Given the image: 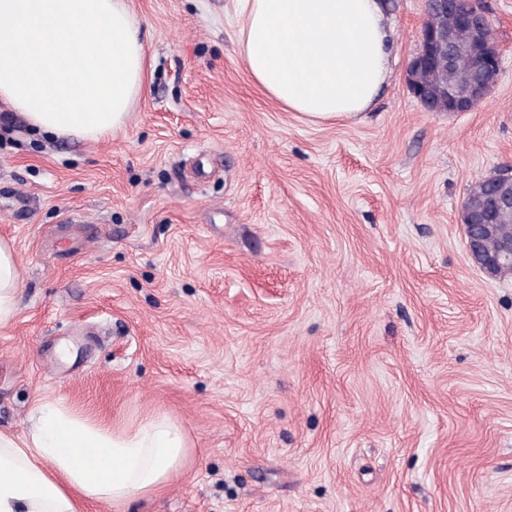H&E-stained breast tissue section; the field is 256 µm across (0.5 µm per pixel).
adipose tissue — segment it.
<instances>
[{"label": "adipose tissue", "instance_id": "adipose-tissue-1", "mask_svg": "<svg viewBox=\"0 0 512 512\" xmlns=\"http://www.w3.org/2000/svg\"><path fill=\"white\" fill-rule=\"evenodd\" d=\"M236 50L254 80L312 123L358 122L390 75L383 0H233ZM129 0H0V101L39 132L98 140L122 128L146 84ZM20 273L0 240V326ZM187 448L167 416L115 428L42 400L27 432H0V512H78L76 495L119 504L159 491Z\"/></svg>", "mask_w": 512, "mask_h": 512}]
</instances>
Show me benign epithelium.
Instances as JSON below:
<instances>
[{"label": "benign epithelium", "instance_id": "1", "mask_svg": "<svg viewBox=\"0 0 512 512\" xmlns=\"http://www.w3.org/2000/svg\"><path fill=\"white\" fill-rule=\"evenodd\" d=\"M437 8L454 14L456 25L471 33L470 41L459 51L453 45L451 36L443 28L424 23L419 39V48L406 70V82L412 93L430 112L437 111L435 103L448 101V113L469 112L485 100L495 77L498 75L502 52L498 45L489 46L481 31L489 20L479 3L472 0L470 7L460 10L457 0H426V9ZM448 53V66H465L481 80H472L465 87L450 85L434 89L423 84L418 74L430 66L443 53ZM502 184V191L487 195L480 203L465 200L461 208V224L464 226L467 253L471 261L491 276L512 274V239L502 237L496 249L487 247V238L495 232L494 221L512 209V198L507 192L512 184V168L502 169L493 174Z\"/></svg>", "mask_w": 512, "mask_h": 512}]
</instances>
